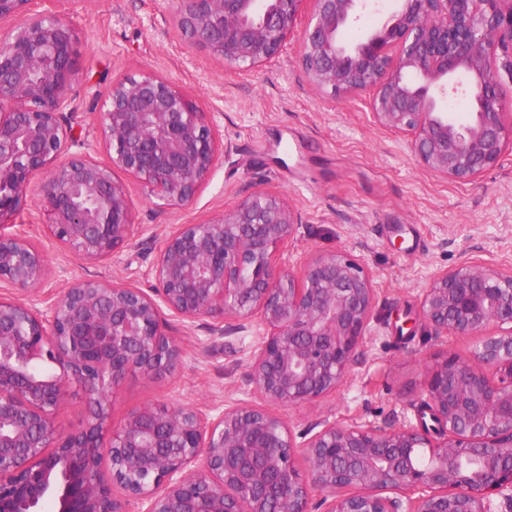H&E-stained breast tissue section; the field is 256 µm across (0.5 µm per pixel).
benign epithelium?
<instances>
[{
	"mask_svg": "<svg viewBox=\"0 0 512 512\" xmlns=\"http://www.w3.org/2000/svg\"><path fill=\"white\" fill-rule=\"evenodd\" d=\"M311 9L297 52L309 83L332 97L371 89L378 124L401 134L436 176L472 182L512 149V0H399L348 42L369 0H172L175 32L191 48L249 71L277 57ZM0 0V219L17 213L30 177L52 235L78 259H109L133 236L120 170L160 208L189 205L211 174L216 125L188 94L154 72L112 82L102 112L108 161L66 124L78 74L79 31L32 7ZM462 93L472 112L445 107ZM300 213L258 191L199 224H180L151 268L154 295L84 278L39 308L45 255L0 224V512H126L101 473L110 436L112 476L136 512H512V265L467 258L437 272L419 316L436 335L474 340L424 367L434 425L382 428L325 421L297 433L277 411L336 392L373 319L376 288L346 251L283 261ZM208 321L212 336L260 340L248 373L260 404L130 410L112 424L110 394L130 372L173 370L182 350L166 314ZM84 396L85 427L62 434L53 416ZM500 499L493 508L492 497Z\"/></svg>",
	"mask_w": 512,
	"mask_h": 512,
	"instance_id": "1",
	"label": "benign epithelium"
}]
</instances>
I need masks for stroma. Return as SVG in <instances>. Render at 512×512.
I'll return each instance as SVG.
<instances>
[{"label": "stroma", "mask_w": 512, "mask_h": 512, "mask_svg": "<svg viewBox=\"0 0 512 512\" xmlns=\"http://www.w3.org/2000/svg\"><path fill=\"white\" fill-rule=\"evenodd\" d=\"M43 5L80 33L70 122L92 156L108 158L98 116L112 82L141 72L163 75L192 94L213 113L220 141L230 146L182 208H158L139 180L126 177L134 235L95 264L50 235L40 205L42 177L32 176L10 222L49 260L43 302L89 277L151 291V266L177 225L219 217L259 190L278 194L303 216L298 242L286 253L289 264L311 251L344 249L364 261L376 288L375 314L349 375L336 393L290 408L286 418L298 431L326 420L385 428L417 424L424 362L445 351L467 359L472 351L470 339L436 338L417 320L423 291L436 272L468 257L512 264V150L476 181L445 180L429 172L399 134L374 120L371 91L336 100L321 95L307 82L294 44L243 72L189 50L173 29L169 0ZM168 324L184 349L180 366L160 376L127 375L114 393L113 423L144 404L180 403L209 412L252 400L247 375L257 337H212L203 320L172 317Z\"/></svg>", "instance_id": "stroma-1"}]
</instances>
